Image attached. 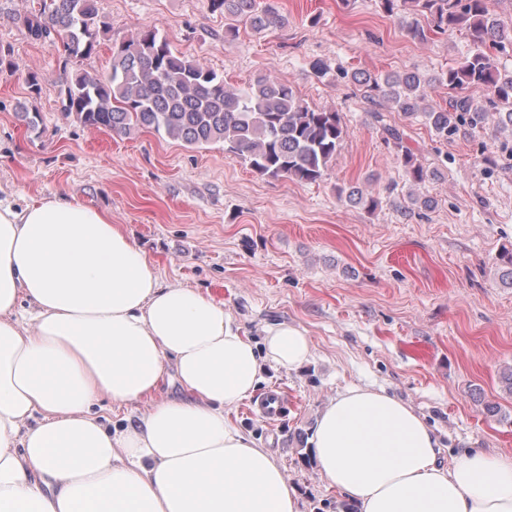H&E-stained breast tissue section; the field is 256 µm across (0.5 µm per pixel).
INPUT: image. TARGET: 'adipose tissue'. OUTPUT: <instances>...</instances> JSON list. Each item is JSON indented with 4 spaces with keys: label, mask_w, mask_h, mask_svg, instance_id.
<instances>
[{
    "label": "adipose tissue",
    "mask_w": 512,
    "mask_h": 512,
    "mask_svg": "<svg viewBox=\"0 0 512 512\" xmlns=\"http://www.w3.org/2000/svg\"><path fill=\"white\" fill-rule=\"evenodd\" d=\"M264 344L223 302L163 284L108 212L63 196L0 204V512H301L269 450L225 416L265 363L311 357L295 326ZM169 364L182 396L158 394ZM103 401L146 409L114 431ZM309 443L359 512H512V459L441 466L430 428L385 392H338Z\"/></svg>",
    "instance_id": "1"
}]
</instances>
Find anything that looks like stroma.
<instances>
[{
	"mask_svg": "<svg viewBox=\"0 0 512 512\" xmlns=\"http://www.w3.org/2000/svg\"><path fill=\"white\" fill-rule=\"evenodd\" d=\"M275 2L287 26L243 27L228 41L208 0H99L110 29L96 54L69 61L57 37L36 41L24 27L38 0H0V52L18 66L0 75V200L21 208L64 194L109 211L163 282L223 301L254 343L273 325L305 329L308 363L265 366L253 397L229 417L271 452L302 512H354L309 445L320 411L346 387L382 389L412 406L438 436L443 466L473 450L512 458V392L501 383L512 366V287L498 263L512 248V137L488 125L442 143L382 104L433 173L409 185L346 75L434 78L466 55L467 36L413 39L375 0ZM147 25L235 88L266 74L311 107L340 112L346 136L323 179L261 176L218 145L192 149L154 132L120 138L65 118L60 92L74 72L107 73L112 45ZM317 61L325 77L314 76ZM22 105L39 113L36 131L16 120ZM353 187L379 207L350 202ZM273 389L288 408L272 423L258 403Z\"/></svg>",
	"mask_w": 512,
	"mask_h": 512,
	"instance_id": "stroma-1",
	"label": "stroma"
}]
</instances>
